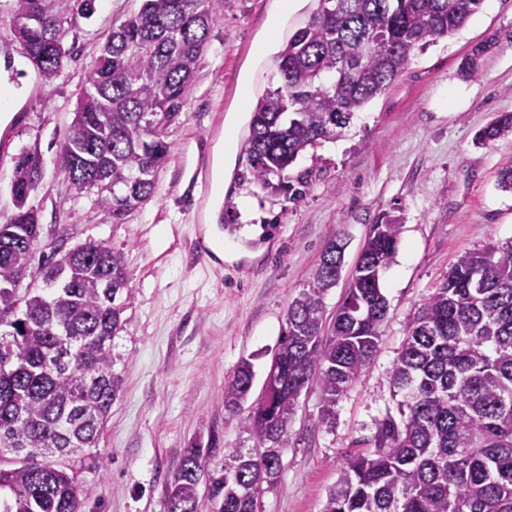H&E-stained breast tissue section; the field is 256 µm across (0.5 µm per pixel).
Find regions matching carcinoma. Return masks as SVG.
Here are the masks:
<instances>
[{
	"label": "carcinoma",
	"mask_w": 512,
	"mask_h": 512,
	"mask_svg": "<svg viewBox=\"0 0 512 512\" xmlns=\"http://www.w3.org/2000/svg\"><path fill=\"white\" fill-rule=\"evenodd\" d=\"M305 26L277 56L279 86L252 112L245 151L266 185L299 156L334 139L355 112L384 92L414 55L460 31L483 0H318ZM14 30L42 81L72 58L64 35L94 0H12ZM224 15V0H142L112 27L85 69L57 172L120 219L148 200L170 160L169 128L188 107L198 63ZM512 136L503 112L476 139ZM43 175L38 151L15 161V212L0 224V310L18 307L0 333V512H81L76 459L97 446L120 387L112 373L116 304L128 288L123 254L102 243L67 268L45 260L44 287L17 293L30 275L39 212L31 189ZM400 218L370 226L334 321L322 295L341 275L344 246L333 241L310 285L288 306L276 348L278 380L244 421L256 452L224 449V473L188 448L168 487L172 512H202L200 483L224 512H256L262 485L277 482L288 424L302 391L321 393L328 423L345 389L375 356L387 300L380 285L399 243ZM242 361L224 385L236 413L254 382ZM398 416L379 425L372 451L346 457L322 512H512V243L465 252L421 305L390 374ZM11 456H6V453Z\"/></svg>",
	"instance_id": "obj_1"
}]
</instances>
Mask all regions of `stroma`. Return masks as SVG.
<instances>
[{"label":"stroma","instance_id":"stroma-1","mask_svg":"<svg viewBox=\"0 0 512 512\" xmlns=\"http://www.w3.org/2000/svg\"><path fill=\"white\" fill-rule=\"evenodd\" d=\"M273 0H224V19L212 31L195 75L187 116L170 128L173 156L158 173L153 196L120 221L103 212L93 190L76 192L57 174L58 147L73 118L87 65L113 23L142 0H95L92 18L78 19L65 38L74 57L46 85L0 12V84L18 91L19 118L0 119V222L13 211V161L37 149L43 179L33 195L42 242L90 240L119 250L129 272L122 328L112 340V371L121 390L102 427L94 458L77 474L82 512H167V488L184 449H206L205 467L221 473L224 451L251 449L243 414L224 409V385L242 360L254 366L250 394L258 400L288 306L310 279L331 241L345 245L341 278L323 297L333 317L355 272L370 224L398 215L394 262L382 276L388 300L379 350L339 398L331 422L321 419L316 387L302 391L275 485L263 487L260 512H322L326 493L347 455L374 446L379 424L395 413L390 374L419 307L442 284L459 255L512 242V192L499 173L512 164V137L486 144L479 130L512 112V0H483L459 32L417 54L382 95L356 112L336 139L300 157L291 175L311 172L305 194L255 182L238 153L221 204L222 223L205 219L211 180L188 184L178 175L182 155L213 163L224 120L235 104L253 110L277 85L273 57L253 74L249 97L235 83L250 59ZM476 57L473 73L464 62ZM465 104L450 110L448 97ZM236 246L233 258L219 248Z\"/></svg>","mask_w":512,"mask_h":512}]
</instances>
